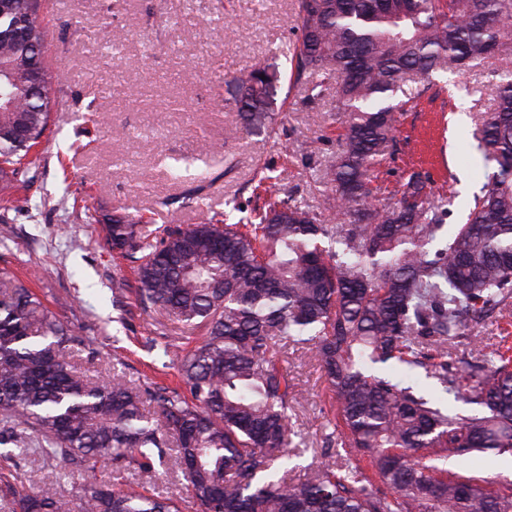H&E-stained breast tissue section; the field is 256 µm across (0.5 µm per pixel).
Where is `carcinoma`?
<instances>
[{
    "label": "carcinoma",
    "instance_id": "obj_1",
    "mask_svg": "<svg viewBox=\"0 0 512 512\" xmlns=\"http://www.w3.org/2000/svg\"><path fill=\"white\" fill-rule=\"evenodd\" d=\"M30 39L0 16V208L14 209L40 166L52 112L47 31L39 0H25ZM298 76L336 79L343 149L332 169L334 229L289 197H269L254 218L212 212L199 224L151 230L129 216L102 224L103 247L133 263L140 308L202 327L177 365L185 390L104 383L69 361L85 338L0 269V444L25 434L34 452L83 471L71 496L17 491L0 475L7 512H183L179 500L119 486L133 464L149 473L168 456L188 483L193 512H512V483L491 488L445 467L488 451L512 454V336L470 360L451 347L512 303V81L480 113L478 149L497 164L466 222L445 247L446 199L412 171L381 205L371 171L394 147L397 114L421 95L407 75L434 74L512 49V0H296ZM38 73L46 93L32 90ZM244 124L272 121L277 74L255 66L231 77ZM231 167L218 146L211 163ZM341 245L325 248L324 240ZM308 347L334 395V427L351 456L289 478L288 410L297 394L281 350ZM400 366L402 378L388 368ZM473 407L461 415L411 380L416 370ZM115 468L109 482L99 476Z\"/></svg>",
    "mask_w": 512,
    "mask_h": 512
}]
</instances>
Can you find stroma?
Listing matches in <instances>:
<instances>
[{
    "label": "stroma",
    "instance_id": "stroma-1",
    "mask_svg": "<svg viewBox=\"0 0 512 512\" xmlns=\"http://www.w3.org/2000/svg\"><path fill=\"white\" fill-rule=\"evenodd\" d=\"M53 110L42 139L40 174L23 209L5 212L0 224V268H8L85 337L71 360L92 379L122 372L134 386L180 384L175 353L199 345L201 329L145 312L130 286L129 261L114 258L99 243V221L128 215L158 228L198 223L202 212L189 200V183L170 178L171 159L199 157L223 146L231 171L216 167L203 195L223 209L235 201L242 216L258 202L260 176L287 170L278 191L326 215L334 195L331 169L341 150L335 123L336 91L308 101L307 82H294L284 51L298 36L293 0H46ZM111 29L120 55L96 39ZM255 65L275 70L271 92L275 129H244L233 108L231 78ZM512 80V54L474 63L460 73L435 75L429 89L399 118L398 150L375 168L377 198L394 191L410 170L428 172L436 192L472 196L487 174L476 150L474 108L489 105L499 83ZM157 137L144 136V129ZM82 188L72 198L66 187ZM299 399L289 413L294 465L346 454L333 436L332 398L311 350L289 349L284 362ZM24 489L58 482L60 460L17 457ZM125 482L160 496L184 490L170 462L155 473L128 471Z\"/></svg>",
    "mask_w": 512,
    "mask_h": 512
}]
</instances>
